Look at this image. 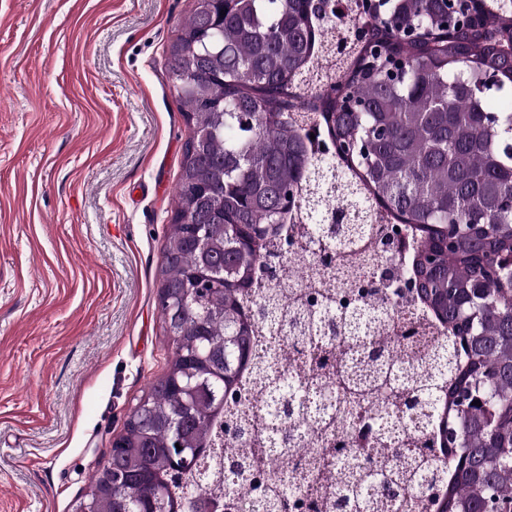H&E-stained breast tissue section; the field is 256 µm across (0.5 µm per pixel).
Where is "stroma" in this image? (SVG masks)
Returning <instances> with one entry per match:
<instances>
[{"label": "stroma", "instance_id": "obj_1", "mask_svg": "<svg viewBox=\"0 0 512 512\" xmlns=\"http://www.w3.org/2000/svg\"><path fill=\"white\" fill-rule=\"evenodd\" d=\"M193 0H0V512H74L172 345Z\"/></svg>", "mask_w": 512, "mask_h": 512}]
</instances>
